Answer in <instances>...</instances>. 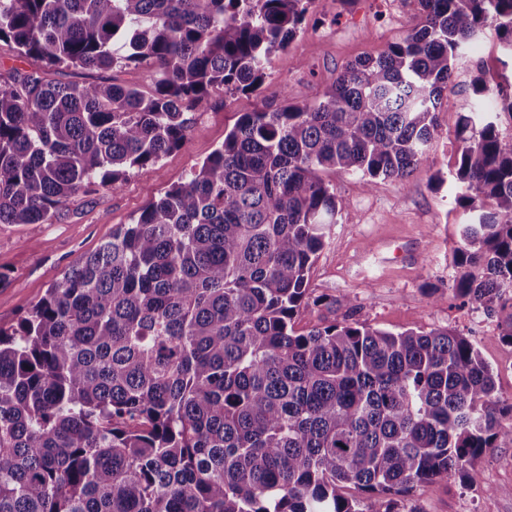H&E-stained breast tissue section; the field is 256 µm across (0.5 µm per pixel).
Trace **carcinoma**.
<instances>
[{
  "label": "carcinoma",
  "instance_id": "carcinoma-1",
  "mask_svg": "<svg viewBox=\"0 0 512 512\" xmlns=\"http://www.w3.org/2000/svg\"><path fill=\"white\" fill-rule=\"evenodd\" d=\"M419 21L322 100L244 113L183 183L79 255L0 327V512H401L512 446V402L454 328L392 333L311 297L339 205L329 171L405 179L444 93L512 0H417ZM305 0H0V44L46 70L147 65L150 89L0 73V224H52L187 138V112L256 89ZM456 298L512 294V133L479 78L459 103ZM325 306L342 319L294 321Z\"/></svg>",
  "mask_w": 512,
  "mask_h": 512
}]
</instances>
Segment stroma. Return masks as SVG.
I'll return each mask as SVG.
<instances>
[{
    "label": "stroma",
    "instance_id": "1",
    "mask_svg": "<svg viewBox=\"0 0 512 512\" xmlns=\"http://www.w3.org/2000/svg\"><path fill=\"white\" fill-rule=\"evenodd\" d=\"M416 0H310L297 36L271 55L261 87L227 91L190 112L186 141L151 169L130 171L119 188H98L69 202L67 217L52 224H0V326L13 327L71 261L94 252L113 229L173 184L185 181L234 128L243 113L287 103L319 101L347 63L383 53L410 31ZM499 40L484 32L458 65L456 86L444 95L429 158L407 179L326 173L336 190L338 222L311 271L312 296L349 297L356 320L394 333L452 327L469 336L512 399V342L503 335L506 313L493 315L449 299L433 302L429 288L452 286V251L466 213L455 202L452 173L458 144L457 103L475 78L496 87L504 71ZM419 512H512V447L494 448L479 461L470 486L435 479L406 501Z\"/></svg>",
    "mask_w": 512,
    "mask_h": 512
}]
</instances>
